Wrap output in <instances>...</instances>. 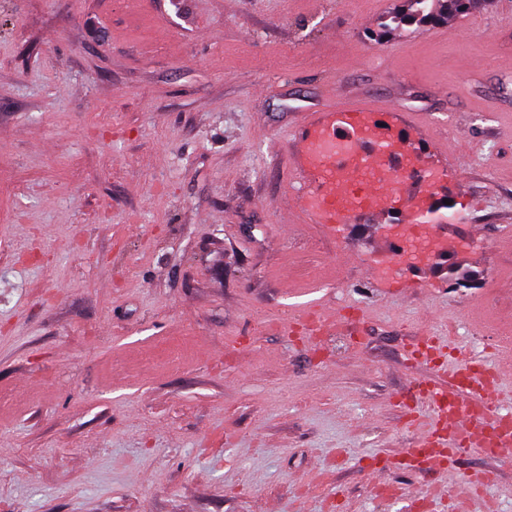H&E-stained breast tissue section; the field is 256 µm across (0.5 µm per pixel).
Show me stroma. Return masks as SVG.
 <instances>
[{"label":"stroma","instance_id":"stroma-1","mask_svg":"<svg viewBox=\"0 0 512 512\" xmlns=\"http://www.w3.org/2000/svg\"><path fill=\"white\" fill-rule=\"evenodd\" d=\"M396 2L0 0V512H324L339 452L342 512H408L365 466L429 422L394 404L409 341L512 334V0L369 40ZM349 99L446 181V250L390 295L391 237L285 204L301 109ZM316 301L361 343L276 328ZM491 468L512 512V466L448 488Z\"/></svg>","mask_w":512,"mask_h":512}]
</instances>
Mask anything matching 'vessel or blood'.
Here are the masks:
<instances>
[{
	"instance_id": "b4317fda",
	"label": "vessel or blood",
	"mask_w": 512,
	"mask_h": 512,
	"mask_svg": "<svg viewBox=\"0 0 512 512\" xmlns=\"http://www.w3.org/2000/svg\"><path fill=\"white\" fill-rule=\"evenodd\" d=\"M405 127L403 115L391 107L326 103L304 110L294 130L293 161L297 175L309 184L292 198L294 213L303 222L323 225L331 238L343 225L390 213L436 236L432 212L444 182L424 168L420 147L404 136ZM398 173L407 175L408 183L395 181ZM408 361L433 375L428 382L414 381L406 394L411 408L432 413L417 446L439 449L448 466L463 450L512 449V412L498 400L502 370L512 369L511 337L499 341L493 368L433 336L419 337ZM492 476L486 470L467 477L452 497L453 512H474L476 488L488 485Z\"/></svg>"
}]
</instances>
